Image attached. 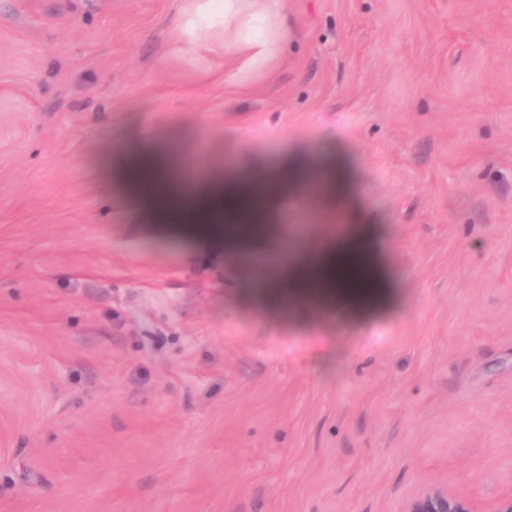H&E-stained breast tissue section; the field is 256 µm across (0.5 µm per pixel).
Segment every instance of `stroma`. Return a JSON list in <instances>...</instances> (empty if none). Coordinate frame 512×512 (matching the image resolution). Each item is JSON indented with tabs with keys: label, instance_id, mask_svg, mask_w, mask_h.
<instances>
[{
	"label": "stroma",
	"instance_id": "stroma-1",
	"mask_svg": "<svg viewBox=\"0 0 512 512\" xmlns=\"http://www.w3.org/2000/svg\"><path fill=\"white\" fill-rule=\"evenodd\" d=\"M189 0H0V512H404L512 492V0H286L288 45L225 84ZM168 190L226 228L264 171L343 154L350 201L287 196L254 255L362 224L388 309L270 303L254 255L147 219ZM176 172L173 156L167 152L145 147L139 150L138 156L128 167L127 176L132 186L154 196L151 216L159 222L169 223L174 212L181 216V225H168L195 239L204 240L211 249L222 252L227 241H224L222 230L211 224L207 211H179L165 186ZM405 512H512V493L500 496L480 510L464 493L428 486L408 502Z\"/></svg>",
	"mask_w": 512,
	"mask_h": 512
}]
</instances>
